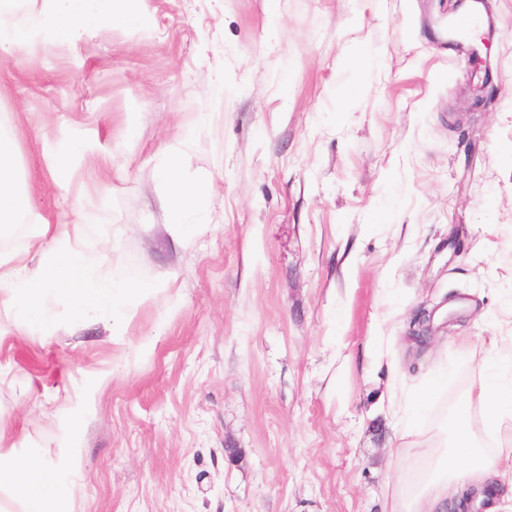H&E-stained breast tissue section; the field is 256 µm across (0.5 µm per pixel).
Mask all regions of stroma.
<instances>
[{
    "label": "stroma",
    "instance_id": "obj_1",
    "mask_svg": "<svg viewBox=\"0 0 512 512\" xmlns=\"http://www.w3.org/2000/svg\"><path fill=\"white\" fill-rule=\"evenodd\" d=\"M121 4L92 0L106 21L71 43L38 28L47 0L7 17L32 32L0 50L29 213L0 279L48 262L64 222L78 276L140 292L114 311L51 290L37 318L0 301V512H21L19 459L52 467L47 512H384L416 466L406 408L430 436L483 337L512 336V0H484L482 70L449 42L454 0H137L108 23ZM172 155L204 217L182 233Z\"/></svg>",
    "mask_w": 512,
    "mask_h": 512
}]
</instances>
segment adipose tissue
Returning <instances> with one entry per match:
<instances>
[{"mask_svg":"<svg viewBox=\"0 0 512 512\" xmlns=\"http://www.w3.org/2000/svg\"><path fill=\"white\" fill-rule=\"evenodd\" d=\"M53 10L42 18L44 28L68 42L79 40L95 28L97 19L85 11V0H54ZM14 142L0 135V229L16 223L24 211L12 177ZM82 260L79 250L63 253L50 270L29 272L18 269L14 277L0 284V293L20 299L37 308L41 295L63 288L80 301L104 307L134 294L125 283L109 280H83L76 274ZM488 345L493 353L490 373L473 381L462 398L464 407L455 424L437 423L427 445L413 448L419 464L411 470L393 473L394 494L387 512H446L449 501L462 493L498 485L512 484V471L502 470L500 461L508 451L503 444V426L512 419V345L504 337L492 336ZM481 409L486 419L482 432L469 425L468 409ZM19 475L13 491L23 512H45L44 505L54 491V475L45 466L19 462Z\"/></svg>","mask_w":512,"mask_h":512,"instance_id":"ef3b65f1","label":"adipose tissue"}]
</instances>
